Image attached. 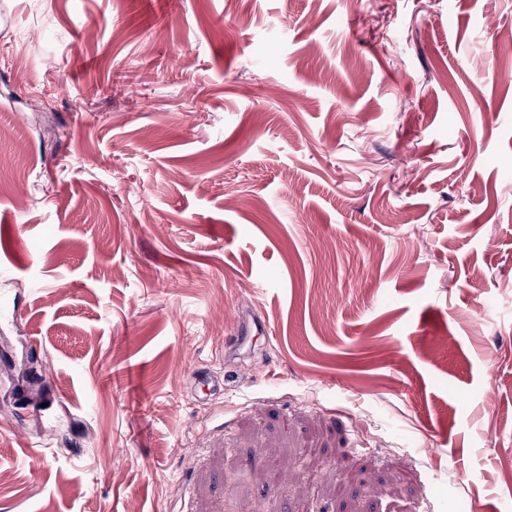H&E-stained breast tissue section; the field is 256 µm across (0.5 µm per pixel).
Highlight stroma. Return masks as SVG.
<instances>
[{"instance_id": "stroma-1", "label": "stroma", "mask_w": 512, "mask_h": 512, "mask_svg": "<svg viewBox=\"0 0 512 512\" xmlns=\"http://www.w3.org/2000/svg\"><path fill=\"white\" fill-rule=\"evenodd\" d=\"M0 8V512H512V0Z\"/></svg>"}]
</instances>
